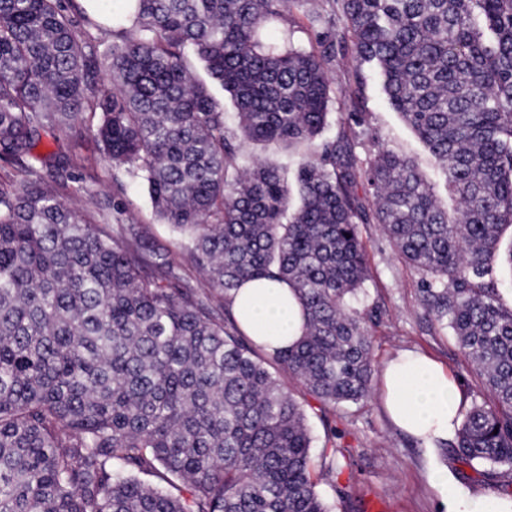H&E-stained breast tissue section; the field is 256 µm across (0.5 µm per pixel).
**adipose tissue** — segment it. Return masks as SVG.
Returning a JSON list of instances; mask_svg holds the SVG:
<instances>
[{
	"label": "adipose tissue",
	"instance_id": "adipose-tissue-1",
	"mask_svg": "<svg viewBox=\"0 0 512 512\" xmlns=\"http://www.w3.org/2000/svg\"><path fill=\"white\" fill-rule=\"evenodd\" d=\"M233 314L241 329L267 348H283L305 333L302 310L287 285L249 282L237 293ZM385 408L402 432L426 445L451 438L463 395L444 365L430 356L404 351L382 374Z\"/></svg>",
	"mask_w": 512,
	"mask_h": 512
}]
</instances>
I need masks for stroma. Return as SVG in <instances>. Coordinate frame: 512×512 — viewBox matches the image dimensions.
<instances>
[{
  "mask_svg": "<svg viewBox=\"0 0 512 512\" xmlns=\"http://www.w3.org/2000/svg\"><path fill=\"white\" fill-rule=\"evenodd\" d=\"M332 75L333 89L338 96L329 117L326 138L338 140L349 135L344 114L350 110L351 101L344 98L343 91L362 88L370 114L367 143L384 145L411 157L434 183L438 196H445L434 158L388 105L379 77L367 68L355 71L347 56L337 57ZM85 182L103 206H111L118 197L132 201L137 217L146 224L157 246L177 252L176 235L154 217L140 187L131 183L118 187L111 171L104 167L86 177ZM359 231L370 271L364 304L372 313L368 326L376 369H383L385 362L398 351L419 350L448 367L465 401L490 400V392L483 388L454 336L438 330L426 317L421 302V273L404 263L380 225L363 224ZM283 382L303 405L315 434L323 435L327 427H334L351 452L354 465L338 478L343 496L336 499V507L349 502L359 512H440L443 492L429 481L434 470L447 471L449 485L459 492H478L491 498L512 497V471L499 469L490 475L477 472L463 464L454 452L420 445L398 430L379 393L380 378H373V392L363 406L343 408L324 417L302 382L289 376Z\"/></svg>",
  "mask_w": 512,
  "mask_h": 512,
  "instance_id": "obj_1",
  "label": "stroma"
}]
</instances>
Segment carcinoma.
<instances>
[{"label": "carcinoma", "mask_w": 512, "mask_h": 512, "mask_svg": "<svg viewBox=\"0 0 512 512\" xmlns=\"http://www.w3.org/2000/svg\"><path fill=\"white\" fill-rule=\"evenodd\" d=\"M99 23L69 0H0V512H334L347 449L318 457L305 409L370 397L373 347L361 224H380L423 275L425 309L455 336L490 404L459 411L455 453L512 470V308L490 280L512 227V0H120ZM318 49L270 36L293 9ZM375 66L393 109L442 169L453 214L414 160L322 138L339 54ZM246 141L306 145L290 204L274 159ZM350 129L369 113L355 94ZM94 133L99 153L35 149ZM108 164L147 191L195 285L125 200L92 211L77 169ZM365 185V197L357 188ZM267 278L292 288L306 333L268 350L232 313ZM196 70L203 79L205 78L208 81L213 94L221 102V104H223L224 118H225L226 125L229 128L231 135L236 136L237 134H239L238 120L236 117L237 110L234 107L231 96L227 92H224L217 84L212 83L206 77V74H205L202 66H198ZM237 140L240 141L239 138ZM240 142L241 147L238 152L237 162L240 166L243 167H251L259 155H268L281 162H287L289 159L294 158L298 154L304 153L308 150L307 148H301L298 151L292 150L289 152L288 150L284 149L269 148L266 151H261L259 148L249 143L243 141Z\"/></svg>", "instance_id": "1"}]
</instances>
